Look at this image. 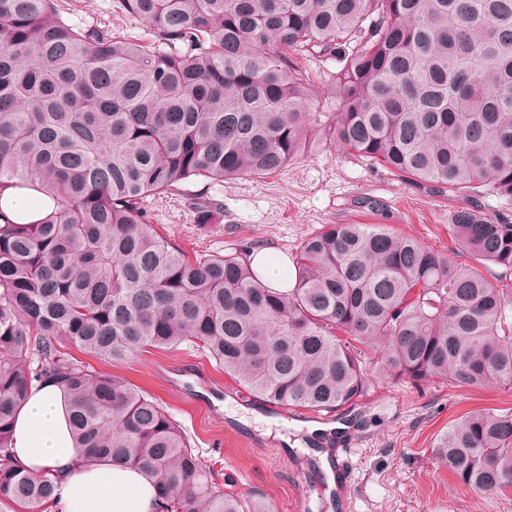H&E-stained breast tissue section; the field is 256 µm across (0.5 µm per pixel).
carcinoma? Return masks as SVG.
<instances>
[{
	"mask_svg": "<svg viewBox=\"0 0 512 512\" xmlns=\"http://www.w3.org/2000/svg\"><path fill=\"white\" fill-rule=\"evenodd\" d=\"M136 42L65 21L58 0H0V189L54 215L0 214V512H49L57 478L9 462L35 381L65 389L89 463L138 464L160 512H271L204 470L155 399L105 363L192 344L247 393L330 413L369 387L371 351L420 385H512V221L462 206L463 264L386 224H326L277 292L236 246L189 257L142 208L197 180L254 179L305 152L330 116L340 147L416 184L512 202V0H119ZM343 63L335 111L290 57ZM436 459L466 488H512V412L448 427ZM7 186L0 192V210L11 221L19 224L40 222L56 209V203L48 196L40 195L27 188Z\"/></svg>",
	"mask_w": 512,
	"mask_h": 512,
	"instance_id": "obj_1",
	"label": "carcinoma"
}]
</instances>
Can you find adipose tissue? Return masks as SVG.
<instances>
[{"label": "adipose tissue", "instance_id": "obj_1", "mask_svg": "<svg viewBox=\"0 0 512 512\" xmlns=\"http://www.w3.org/2000/svg\"><path fill=\"white\" fill-rule=\"evenodd\" d=\"M55 208L50 197L33 190L0 189V213L13 222L35 224ZM8 446L12 462L26 472L59 475L57 512H158L155 480L143 467L84 461L69 427L66 393L57 382L32 388L15 416Z\"/></svg>", "mask_w": 512, "mask_h": 512}]
</instances>
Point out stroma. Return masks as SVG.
Masks as SVG:
<instances>
[{"label":"stroma","mask_w":512,"mask_h":512,"mask_svg":"<svg viewBox=\"0 0 512 512\" xmlns=\"http://www.w3.org/2000/svg\"><path fill=\"white\" fill-rule=\"evenodd\" d=\"M70 24L147 39L143 22L114 0H62ZM214 204L209 224L197 222L187 195ZM460 198L405 183L387 169L337 146L328 130L314 132L304 156L277 173L247 180H199L185 193L146 198L157 230L187 253L207 255L231 244L272 247L294 257L325 224H387L402 237L456 257L448 226ZM372 385L358 405L332 413L282 411L242 400L238 384L192 348L138 352L120 363L92 360L155 397L191 439L204 466L223 471L242 492L267 500L272 512H512V491L476 493L458 484L431 454L437 434L474 409H512V386L461 388L444 381L412 386L384 369L373 353ZM269 423L246 425L248 410ZM310 424H338L359 440L345 491L330 487L311 454Z\"/></svg>","instance_id":"35a3bbf8"}]
</instances>
